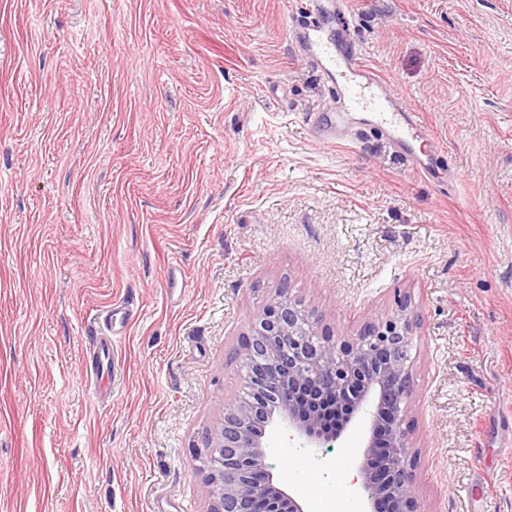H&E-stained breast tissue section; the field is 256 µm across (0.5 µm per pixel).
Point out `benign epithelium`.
Returning <instances> with one entry per match:
<instances>
[{"mask_svg":"<svg viewBox=\"0 0 512 512\" xmlns=\"http://www.w3.org/2000/svg\"><path fill=\"white\" fill-rule=\"evenodd\" d=\"M419 325L405 295L390 314L342 338L310 321L288 286L278 288L240 345L244 384L224 397L222 416L197 450L207 512H304L266 463L265 428L280 423L320 448L335 438L321 426L331 412L366 432L351 481L359 512H421L405 427Z\"/></svg>","mask_w":512,"mask_h":512,"instance_id":"7a95c632","label":"benign epithelium"}]
</instances>
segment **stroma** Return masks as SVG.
Wrapping results in <instances>:
<instances>
[{
	"mask_svg": "<svg viewBox=\"0 0 512 512\" xmlns=\"http://www.w3.org/2000/svg\"><path fill=\"white\" fill-rule=\"evenodd\" d=\"M307 2L0 0V512H206L193 451L284 283L344 338L410 296L421 512H471L478 480L512 512V0H347L337 41L441 145L425 176L367 128L312 142L329 86L287 36ZM265 438L305 512L363 446ZM93 347V354L96 355L97 360L101 361L102 358L106 361L105 368L103 362L100 365V369L96 371V377L101 385H104L106 389L112 385V378L114 376L113 371L115 369V361L118 358L114 347L111 342L107 341H95ZM107 379V383L104 379Z\"/></svg>",
	"mask_w": 512,
	"mask_h": 512,
	"instance_id": "stroma-1",
	"label": "stroma"
}]
</instances>
